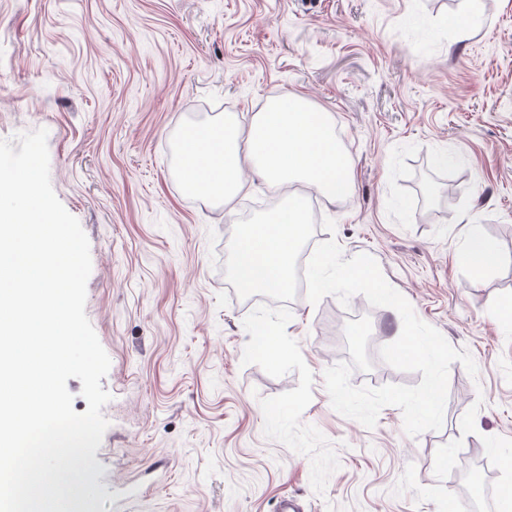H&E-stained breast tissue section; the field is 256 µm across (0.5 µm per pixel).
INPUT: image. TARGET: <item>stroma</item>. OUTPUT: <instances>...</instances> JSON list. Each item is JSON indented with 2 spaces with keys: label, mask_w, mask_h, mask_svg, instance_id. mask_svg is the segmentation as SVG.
Returning <instances> with one entry per match:
<instances>
[{
  "label": "stroma",
  "mask_w": 512,
  "mask_h": 512,
  "mask_svg": "<svg viewBox=\"0 0 512 512\" xmlns=\"http://www.w3.org/2000/svg\"><path fill=\"white\" fill-rule=\"evenodd\" d=\"M0 0V139L48 131L55 194L90 242L85 311L111 366L95 459L104 512H448L485 463L512 480V0ZM325 112L350 159L346 198L318 200L299 248L333 239L478 367L452 363L440 430L412 437L384 407L374 428L333 409L327 368L345 326L369 350L400 315L360 294L311 304L302 287L243 293L230 269L243 225L288 188L243 172L228 204L187 197L170 144L187 119L247 131L272 99ZM332 219L334 232L322 222ZM497 267L458 260L471 233ZM264 322L280 351L262 357Z\"/></svg>",
  "instance_id": "stroma-1"
}]
</instances>
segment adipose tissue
<instances>
[{
  "instance_id": "ef3b65f1",
  "label": "adipose tissue",
  "mask_w": 512,
  "mask_h": 512,
  "mask_svg": "<svg viewBox=\"0 0 512 512\" xmlns=\"http://www.w3.org/2000/svg\"><path fill=\"white\" fill-rule=\"evenodd\" d=\"M307 224L304 201L293 194L286 209L247 225L233 251L238 288L245 293H279L290 288L295 254Z\"/></svg>"
}]
</instances>
